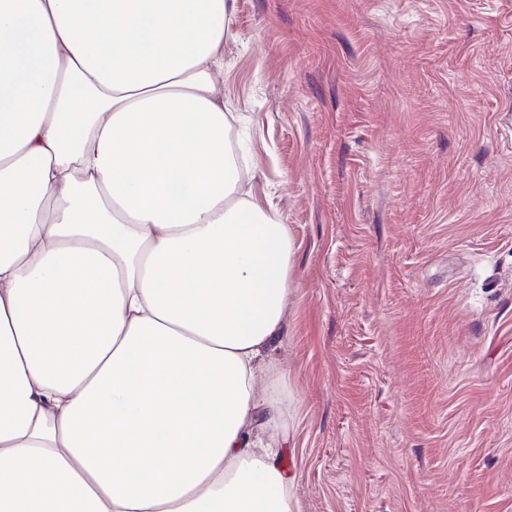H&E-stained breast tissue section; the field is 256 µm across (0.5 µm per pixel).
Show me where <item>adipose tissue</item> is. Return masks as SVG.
<instances>
[{
  "label": "adipose tissue",
  "mask_w": 512,
  "mask_h": 512,
  "mask_svg": "<svg viewBox=\"0 0 512 512\" xmlns=\"http://www.w3.org/2000/svg\"><path fill=\"white\" fill-rule=\"evenodd\" d=\"M234 0H0V512H300L257 431L287 225L240 194Z\"/></svg>",
  "instance_id": "obj_1"
}]
</instances>
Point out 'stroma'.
<instances>
[{"mask_svg": "<svg viewBox=\"0 0 512 512\" xmlns=\"http://www.w3.org/2000/svg\"><path fill=\"white\" fill-rule=\"evenodd\" d=\"M224 103L301 512H512V0H234Z\"/></svg>", "mask_w": 512, "mask_h": 512, "instance_id": "35a3bbf8", "label": "stroma"}]
</instances>
